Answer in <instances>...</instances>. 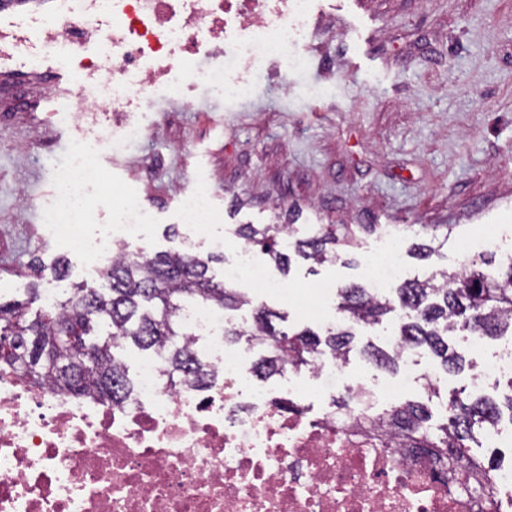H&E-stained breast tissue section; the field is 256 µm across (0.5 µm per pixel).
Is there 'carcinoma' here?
<instances>
[{
    "label": "carcinoma",
    "instance_id": "carcinoma-1",
    "mask_svg": "<svg viewBox=\"0 0 512 512\" xmlns=\"http://www.w3.org/2000/svg\"><path fill=\"white\" fill-rule=\"evenodd\" d=\"M386 229L383 224H236L232 233L258 246L288 276L294 260L316 265L333 263L355 248L364 234ZM454 227L434 224L423 232L400 230L402 235L421 239L409 253L428 260L448 244ZM285 232L288 245L278 240ZM224 255L201 259L187 252L160 253L137 258L120 249L107 271V291L75 288L51 306L41 308L35 318H24L26 304L40 298L31 289L28 302H0V368H11L33 381H50L71 393L96 394L121 403L133 391L123 361L115 350L133 344L141 350L161 354L165 372L173 383L202 384L214 379L185 341L179 313L197 304L215 311L252 307L247 328L233 327L225 340L236 343L243 336L249 345L265 348L253 365L262 379L282 374L288 366L310 367L320 355L347 360L353 349L356 325H376L389 315H398L401 342L426 347L440 360L444 371L461 372L465 359L450 349L448 337L460 332L495 337L512 333V261L489 270L488 262L472 261L465 273L446 267L428 278L405 280L386 298L363 284L339 290V325L325 334L308 328L287 332L277 326L283 316L265 306L253 305L248 294L229 288L211 273V265L225 263ZM361 354L378 367L394 369L396 350L386 351L367 343ZM512 412V394L499 402L453 392L448 397V420L434 429L431 412L419 402L378 417L396 433L415 437L418 448L474 461L469 455L473 431L495 423L502 408Z\"/></svg>",
    "mask_w": 512,
    "mask_h": 512
}]
</instances>
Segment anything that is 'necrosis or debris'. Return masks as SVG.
Instances as JSON below:
<instances>
[{"label": "necrosis or debris", "mask_w": 512, "mask_h": 512, "mask_svg": "<svg viewBox=\"0 0 512 512\" xmlns=\"http://www.w3.org/2000/svg\"><path fill=\"white\" fill-rule=\"evenodd\" d=\"M109 2L111 42L72 63L95 77L76 88L78 112L130 111L135 97L182 75L228 99L244 95L266 71L302 63L317 0ZM101 148L77 151L46 213L47 231L98 272L148 224L129 200L111 231L81 233L80 191L97 175L91 158ZM394 240L387 235L364 268L374 292L402 274ZM243 280L288 291L244 248L224 269L225 284ZM182 320L219 373L209 386L172 385L161 360L147 358L133 394L114 404L0 370V512H512V466L492 474L483 498L472 491L482 476L462 481L451 465L364 424L399 404L405 380H354L325 356L315 369H289L278 386H255L212 310L192 307Z\"/></svg>", "instance_id": "4bbe7bcc"}]
</instances>
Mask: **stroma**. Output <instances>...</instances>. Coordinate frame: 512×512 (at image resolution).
<instances>
[{
	"mask_svg": "<svg viewBox=\"0 0 512 512\" xmlns=\"http://www.w3.org/2000/svg\"><path fill=\"white\" fill-rule=\"evenodd\" d=\"M322 2L304 63L256 80L244 98L190 79L181 100L159 90L137 112L61 111L40 85L0 98V298L27 303L31 320V287L107 290L104 274L44 231L43 210L77 146L128 125L143 137L99 152L101 178L83 201L92 235L111 223L113 203L135 197L150 228L129 240L131 251L204 257L221 237L230 260L243 245L235 224L457 225L443 257L403 256L413 279L462 269V239L485 225L512 242V0ZM201 189L216 219L192 237L180 228V205ZM171 225L178 236L167 235ZM378 241L363 237L351 266L293 263L287 284L302 306L274 292L254 301L280 312L284 329L324 332L336 323L338 297L320 296L318 285L361 282ZM61 260L69 274L59 281ZM452 345L469 368L442 374L435 396L418 384L409 393L429 402L436 425L449 394L469 389L482 364L461 338Z\"/></svg>",
	"mask_w": 512,
	"mask_h": 512,
	"instance_id": "stroma-1",
	"label": "stroma"
}]
</instances>
